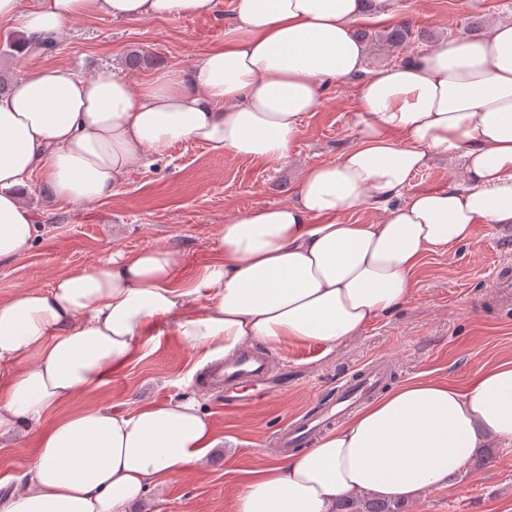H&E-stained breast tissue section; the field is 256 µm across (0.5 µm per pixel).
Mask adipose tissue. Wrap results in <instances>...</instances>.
Masks as SVG:
<instances>
[{"label": "adipose tissue", "instance_id": "adipose-tissue-1", "mask_svg": "<svg viewBox=\"0 0 512 512\" xmlns=\"http://www.w3.org/2000/svg\"><path fill=\"white\" fill-rule=\"evenodd\" d=\"M214 0H0V22L38 40L79 17H201ZM394 0H236L224 40L189 68L139 87L57 65L26 71L0 96V263L38 234L25 202L33 176L73 206L112 196L147 153L195 140L215 154L283 162L329 86L356 80L358 142L302 170L294 198L229 219L216 260L187 283L174 249L114 251L0 299V437L36 434L24 485L0 512H127L219 443L193 398L135 411L51 409L95 386L172 323L206 355L247 341L334 350L407 302L428 254L512 228V19L452 38L411 61L367 71L354 25L384 22ZM436 155L463 160L450 190L409 191ZM382 205L370 224L340 215ZM512 446V361L466 386L408 382L325 433L306 452L254 471L235 512H335L341 498L404 500L447 485L477 449Z\"/></svg>", "mask_w": 512, "mask_h": 512}]
</instances>
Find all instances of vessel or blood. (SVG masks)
I'll list each match as a JSON object with an SVG mask.
<instances>
[{"mask_svg":"<svg viewBox=\"0 0 512 512\" xmlns=\"http://www.w3.org/2000/svg\"><path fill=\"white\" fill-rule=\"evenodd\" d=\"M492 299L508 307L512 305V272L499 267L493 278ZM272 363L258 348H247L230 360L216 363L210 370L205 385L220 389L224 406L230 410L248 407L252 396L239 394L241 383L263 379L270 375ZM393 377L392 362L380 356L364 363L360 368L343 375L330 399L319 401L298 418L289 422L274 438L281 455H289L294 448L313 442L323 429L336 424L346 413L380 394Z\"/></svg>","mask_w":512,"mask_h":512,"instance_id":"1","label":"vessel or blood"}]
</instances>
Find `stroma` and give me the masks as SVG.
<instances>
[{
    "instance_id": "35a3bbf8",
    "label": "stroma",
    "mask_w": 512,
    "mask_h": 512,
    "mask_svg": "<svg viewBox=\"0 0 512 512\" xmlns=\"http://www.w3.org/2000/svg\"><path fill=\"white\" fill-rule=\"evenodd\" d=\"M236 0H216L213 14L179 19L115 21L99 15L71 22L52 51L24 56L8 43L18 29L0 25V76L62 63L92 75H117L131 84L164 67H188L224 38ZM512 18V0H396V21L412 37L401 48L382 42L384 24L362 20L369 32L367 67L403 62L439 42L471 35V21ZM355 84L329 89L307 117L287 161H248L211 153L186 140L148 154L133 165L112 198L74 207L33 189L29 201L41 232L32 250L0 264V298L47 287L65 269L107 259L113 250L161 245L183 255L182 278L196 275L213 256L218 230L230 217L256 206L291 199L302 168L353 146ZM512 265V230L482 225L476 242L428 255L414 274V292L400 308L380 316L357 337L325 352L316 343L291 341L267 350L284 387L258 397L251 409L225 411L224 399L205 388L204 354L191 350L174 327L149 342L103 383L56 407L62 416L80 407L131 411L140 403L195 398L220 440L198 466L171 477L162 494L135 503L136 512H234L253 470L277 458L272 435L335 387L338 375L366 359L384 356L396 368L393 385L421 378L469 382L480 364L512 360V311L491 303L492 272ZM38 448L35 434L0 439V479L19 484ZM483 466L470 465L443 488L404 503L402 512H512V447L496 448Z\"/></svg>"
}]
</instances>
